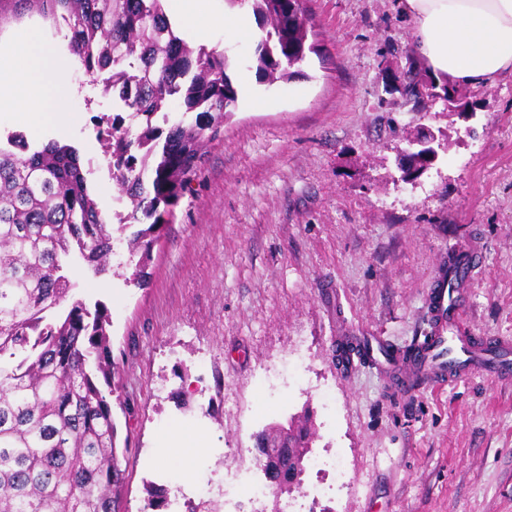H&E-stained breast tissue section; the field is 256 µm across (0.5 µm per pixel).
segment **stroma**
I'll list each match as a JSON object with an SVG mask.
<instances>
[{
	"label": "stroma",
	"mask_w": 512,
	"mask_h": 512,
	"mask_svg": "<svg viewBox=\"0 0 512 512\" xmlns=\"http://www.w3.org/2000/svg\"><path fill=\"white\" fill-rule=\"evenodd\" d=\"M315 45L286 83L254 82L236 104L172 209L140 283L73 261L74 294L106 306L120 374L113 407L126 483L122 512H141L144 486H181L196 500L222 484L224 462L252 470L255 437L310 414L309 451L341 449L351 482L321 512H512V382L473 375L392 400L388 378L347 370L340 336L409 347L426 327L425 300L449 254L472 238L482 264L465 325L512 336V75L472 89L470 113L403 106L384 84L415 51L398 0H306ZM233 85L254 76V42L218 30ZM68 136L105 216L130 212L108 172L99 118L112 112L69 69ZM439 143L435 165L404 182L399 152L418 128ZM307 388L270 403L259 386L295 352ZM331 388L325 414L316 396ZM183 431L182 469L157 462ZM239 454L228 457L229 449Z\"/></svg>",
	"instance_id": "stroma-1"
}]
</instances>
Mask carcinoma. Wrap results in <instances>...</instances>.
I'll list each match as a JSON object with an SVG mask.
<instances>
[{"label": "carcinoma", "mask_w": 512, "mask_h": 512, "mask_svg": "<svg viewBox=\"0 0 512 512\" xmlns=\"http://www.w3.org/2000/svg\"><path fill=\"white\" fill-rule=\"evenodd\" d=\"M226 2L252 11L259 79L288 82L290 68L315 52L306 44L303 0ZM26 18L64 33L84 75L112 95L118 114L107 152L132 210L115 214L118 227H111L75 146L56 139L33 146L22 132L0 141V512H119L126 476L112 417L119 372L110 315L72 297L69 261L77 256L93 273H106L113 231L137 223L125 238L129 256L138 257L128 281L144 278L170 208L220 134L237 91L226 53L177 35L164 0H0V34ZM394 79L418 111L426 108L419 93L426 84L460 92L410 56ZM122 112L137 125L125 124ZM291 427L295 445L313 439L309 415ZM146 494L152 512L167 505L165 488L149 484Z\"/></svg>", "instance_id": "carcinoma-1"}]
</instances>
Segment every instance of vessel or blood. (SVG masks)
Segmentation results:
<instances>
[{
  "mask_svg": "<svg viewBox=\"0 0 512 512\" xmlns=\"http://www.w3.org/2000/svg\"><path fill=\"white\" fill-rule=\"evenodd\" d=\"M456 264L442 269L426 299L427 329L409 354H393L384 337L357 339L363 355L392 375L393 394L418 385L445 386L479 373L492 380H512V337L480 338L463 326L466 290L479 267L478 244L458 250Z\"/></svg>",
  "mask_w": 512,
  "mask_h": 512,
  "instance_id": "obj_1",
  "label": "vessel or blood"
}]
</instances>
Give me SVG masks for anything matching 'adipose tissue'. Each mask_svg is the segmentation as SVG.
I'll use <instances>...</instances> for the list:
<instances>
[{
  "instance_id": "1",
  "label": "adipose tissue",
  "mask_w": 512,
  "mask_h": 512,
  "mask_svg": "<svg viewBox=\"0 0 512 512\" xmlns=\"http://www.w3.org/2000/svg\"><path fill=\"white\" fill-rule=\"evenodd\" d=\"M211 0H168V16L196 41L222 27L243 39L254 35L244 15L214 12ZM416 50L436 80L451 77L479 87L512 74V0H405ZM9 64L0 72V118L23 122L35 132L66 133L71 116L60 103L70 56L46 47L39 31L21 34L0 51Z\"/></svg>"
}]
</instances>
